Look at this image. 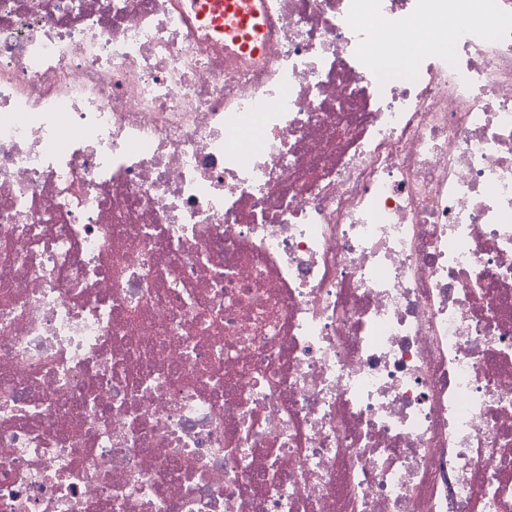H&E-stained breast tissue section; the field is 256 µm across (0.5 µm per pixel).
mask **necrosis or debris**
<instances>
[{
    "instance_id": "obj_1",
    "label": "necrosis or debris",
    "mask_w": 512,
    "mask_h": 512,
    "mask_svg": "<svg viewBox=\"0 0 512 512\" xmlns=\"http://www.w3.org/2000/svg\"><path fill=\"white\" fill-rule=\"evenodd\" d=\"M266 6L0 0V512H512V0ZM197 10L200 18L216 32L224 30V13L236 9L237 0H201Z\"/></svg>"
}]
</instances>
